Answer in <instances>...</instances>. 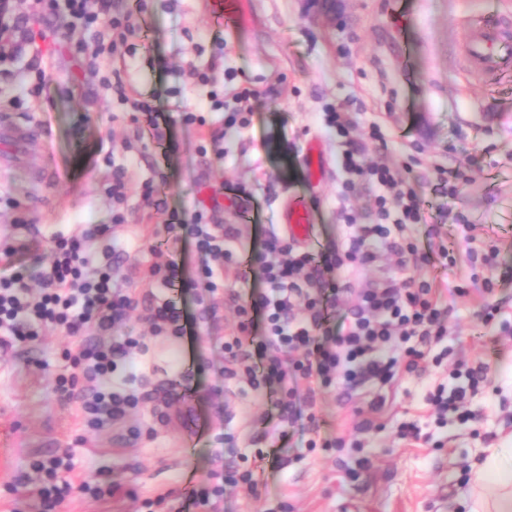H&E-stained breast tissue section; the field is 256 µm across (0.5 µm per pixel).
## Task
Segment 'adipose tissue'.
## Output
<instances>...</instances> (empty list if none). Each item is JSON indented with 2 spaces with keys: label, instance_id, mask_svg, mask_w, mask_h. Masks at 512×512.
Instances as JSON below:
<instances>
[{
  "label": "adipose tissue",
  "instance_id": "adipose-tissue-1",
  "mask_svg": "<svg viewBox=\"0 0 512 512\" xmlns=\"http://www.w3.org/2000/svg\"><path fill=\"white\" fill-rule=\"evenodd\" d=\"M481 488L471 512H512V448L493 449L490 458L476 471Z\"/></svg>",
  "mask_w": 512,
  "mask_h": 512
}]
</instances>
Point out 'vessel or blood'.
<instances>
[{"mask_svg":"<svg viewBox=\"0 0 512 512\" xmlns=\"http://www.w3.org/2000/svg\"><path fill=\"white\" fill-rule=\"evenodd\" d=\"M462 52L471 69L489 75L512 65V20L498 10L496 0H483L481 15L475 20ZM31 130L0 117V166H8L18 147L30 141ZM288 234L300 241H312L313 221L305 201L291 202L283 214Z\"/></svg>","mask_w":512,"mask_h":512,"instance_id":"b4317fda","label":"vessel or blood"}]
</instances>
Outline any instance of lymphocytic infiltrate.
I'll list each match as a JSON object with an SVG mask.
<instances>
[{
  "mask_svg": "<svg viewBox=\"0 0 512 512\" xmlns=\"http://www.w3.org/2000/svg\"><path fill=\"white\" fill-rule=\"evenodd\" d=\"M21 2V12L0 17V62L20 56L27 47L33 58H40L42 51L34 40L48 38L68 46L73 55L103 59L117 79L115 89L128 111L153 112L151 102L139 98L135 88L120 79L137 52L147 0H136L135 8L123 13L111 12L110 0ZM36 23L41 26L37 32L32 29ZM92 27L99 30L94 44L74 40L75 32ZM353 126L349 114L333 106L321 117L324 133L336 139L341 198L362 188L372 196L368 222L343 212L347 233L342 241L315 252L271 230L253 241L247 259L241 261L234 225L216 223L203 209L169 208L160 185L149 181L142 198L163 224L166 237L152 248L157 260L145 280L146 293L136 295L123 289L114 273L115 261L129 256L118 234L126 221L128 191L126 170L118 166L106 189L112 201L111 223L84 224L70 234L52 235L48 260L36 277H29L16 263L24 244L0 243V336L22 343L34 340L40 327L52 325L66 335L82 337L72 373L57 376L54 389L76 405L84 427L100 431L122 422L149 397L135 386L133 372L134 354H146L148 347L128 336L115 337L117 327L136 311L153 336L185 335L184 316L172 296L177 288L195 293L204 318L219 320L218 307L206 298L231 270L237 279L261 282L263 288L245 298L235 292L228 295L236 321L224 336V379L244 393L276 391L278 429L307 432V452L317 447L314 410L321 393L336 389L349 402L360 388L381 389L400 377L421 374L436 344L454 363L447 383L429 392L427 402L438 417L452 412L460 425H468L473 415L467 405L485 387L487 368L457 360L454 346L447 344L438 284L421 277L400 282L391 276L365 288L354 284L356 274L375 265L386 252L403 269L434 262L452 267L456 260L444 244L434 251L420 250L416 227L427 223L432 203L393 164L368 161L365 144L351 136ZM189 239L203 256L193 274L176 258ZM259 317L264 329L258 333L254 325ZM29 468L39 481L38 512H56L75 492L94 499L136 495L134 489L97 476L73 483L72 458L66 451L33 460ZM223 469L222 482L176 496L165 492L155 501L171 504L172 512H189L193 507L216 512L225 484L255 492L251 470L236 462L224 464Z\"/></svg>",
  "mask_w": 512,
  "mask_h": 512,
  "instance_id": "lymphocytic-infiltrate-1",
  "label": "lymphocytic infiltrate"
}]
</instances>
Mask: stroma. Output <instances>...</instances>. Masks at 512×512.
Listing matches in <instances>:
<instances>
[{
	"mask_svg": "<svg viewBox=\"0 0 512 512\" xmlns=\"http://www.w3.org/2000/svg\"><path fill=\"white\" fill-rule=\"evenodd\" d=\"M239 26L224 30L204 0H151L143 16L142 44L124 77L151 101L160 120L169 124L179 149L163 155L150 138L140 155L127 158L112 145L131 134L125 106L102 83L105 67L90 68L66 51L50 54L45 65L57 82L48 101L14 110L22 125L46 124L42 148L19 154L9 170L0 171V239L23 240L30 250L24 267H38L47 255L51 234L75 224H106L112 203L104 188L113 166L127 169L126 226L130 255L140 268L155 260L151 245L164 239L162 225L144 220L142 183L154 169L167 176L163 195L169 207L190 210L201 194H218V221L235 225L241 248L249 250L256 230L279 225L290 198L316 202L315 228L320 243L338 239L340 178L328 167L322 181L308 182L303 153L318 138L316 115L342 106L362 139L368 125L381 123L389 141L388 160L405 161L412 144L425 148L413 167L421 190L432 203L434 164L460 169L468 179L439 231L459 256L455 267L435 263L423 275L439 283L448 309L458 357L485 364L489 382L470 403L477 419L460 427L455 417L438 424L426 402L434 385L446 381L447 366L429 367L404 377L382 392L365 389L352 402L338 392L319 395L318 439L344 437L345 448L302 454L301 437L270 432L263 447L282 449L280 467L253 461L261 494H226L222 512H467L463 500L470 473L488 448L512 445V282L501 280L512 266V72L495 77L471 73L462 47L482 0H336L328 12L317 0H244ZM223 51L214 73L215 88L252 87L262 94L250 125L226 144L224 157L200 153L196 128L183 126L175 102L195 108L205 88L195 86L190 67L207 68L215 51ZM45 163L57 175L36 184L29 169ZM246 185L253 194L258 220H242L226 192ZM20 200V210L6 205ZM25 226H14L16 216ZM477 225L482 240L496 246L497 266L469 265L463 227ZM496 280L494 299L501 323L482 328L485 304L478 292L460 297L456 285L471 275ZM221 305L219 322L201 319L194 295L178 301L194 323V335L149 344L147 388L175 385L191 410L182 420L169 409L168 421L156 425L152 403L141 404L124 423L102 431L84 429L76 407L54 391L53 378L76 353L80 338L50 327L38 341L20 343L13 356L0 359V512H37L31 487L18 479L36 457L71 449L74 476L109 471L113 481L135 488L138 496L95 501L74 498L63 512H146L142 502L187 484L207 485L216 469L215 452L224 459L252 454L253 424L274 416L267 395L243 397L224 393V331L234 319ZM385 404L374 414L375 429L357 434L360 409L375 395ZM419 426V441L398 440V425ZM141 428L138 441L125 440L128 428ZM201 434L196 448L185 449L187 429ZM370 458V467L361 459Z\"/></svg>",
	"mask_w": 512,
	"mask_h": 512,
	"instance_id": "stroma-1",
	"label": "stroma"
}]
</instances>
